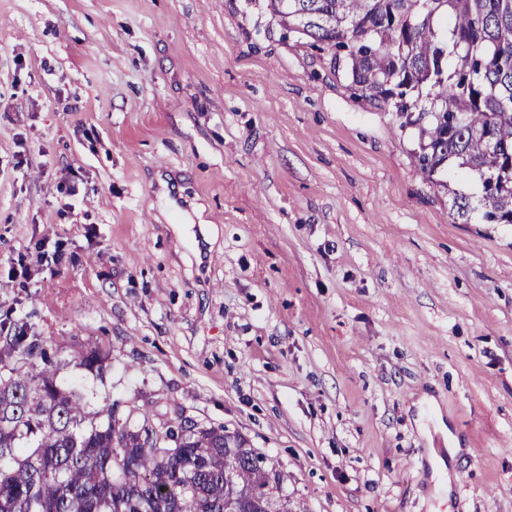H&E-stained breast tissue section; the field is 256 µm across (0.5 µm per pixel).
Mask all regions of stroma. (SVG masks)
<instances>
[{
    "mask_svg": "<svg viewBox=\"0 0 512 512\" xmlns=\"http://www.w3.org/2000/svg\"><path fill=\"white\" fill-rule=\"evenodd\" d=\"M264 5L0 0V320L91 410L242 435L280 512H512V224Z\"/></svg>",
    "mask_w": 512,
    "mask_h": 512,
    "instance_id": "obj_1",
    "label": "stroma"
}]
</instances>
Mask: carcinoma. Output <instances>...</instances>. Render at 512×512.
Wrapping results in <instances>:
<instances>
[{"label":"carcinoma","instance_id":"carcinoma-1","mask_svg":"<svg viewBox=\"0 0 512 512\" xmlns=\"http://www.w3.org/2000/svg\"><path fill=\"white\" fill-rule=\"evenodd\" d=\"M288 32L343 62L355 92L417 134L423 177L468 224H512V0H266ZM0 512H224V482L273 512L279 474L222 427L140 440L114 404L88 409L26 325L0 324ZM109 351L80 352L103 375Z\"/></svg>","mask_w":512,"mask_h":512}]
</instances>
